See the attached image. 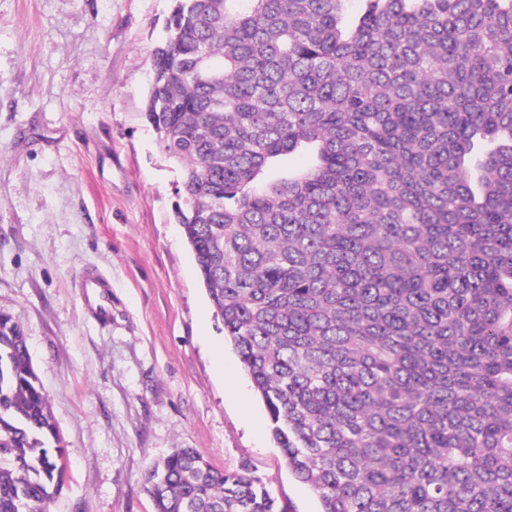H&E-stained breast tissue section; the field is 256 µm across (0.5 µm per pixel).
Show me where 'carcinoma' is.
<instances>
[{
    "instance_id": "carcinoma-1",
    "label": "carcinoma",
    "mask_w": 512,
    "mask_h": 512,
    "mask_svg": "<svg viewBox=\"0 0 512 512\" xmlns=\"http://www.w3.org/2000/svg\"><path fill=\"white\" fill-rule=\"evenodd\" d=\"M351 2L176 0L145 112L177 223L321 512H512V0ZM64 473L0 313V512ZM145 482L156 512H288L193 448Z\"/></svg>"
}]
</instances>
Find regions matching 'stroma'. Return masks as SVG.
Here are the masks:
<instances>
[{"instance_id":"1","label":"stroma","mask_w":512,"mask_h":512,"mask_svg":"<svg viewBox=\"0 0 512 512\" xmlns=\"http://www.w3.org/2000/svg\"><path fill=\"white\" fill-rule=\"evenodd\" d=\"M173 0H0V313L17 319L67 462L51 512H154L175 448L249 465L319 512L212 313L174 218L178 165L146 118ZM112 286L93 314L87 272ZM234 371L226 380L225 368Z\"/></svg>"}]
</instances>
